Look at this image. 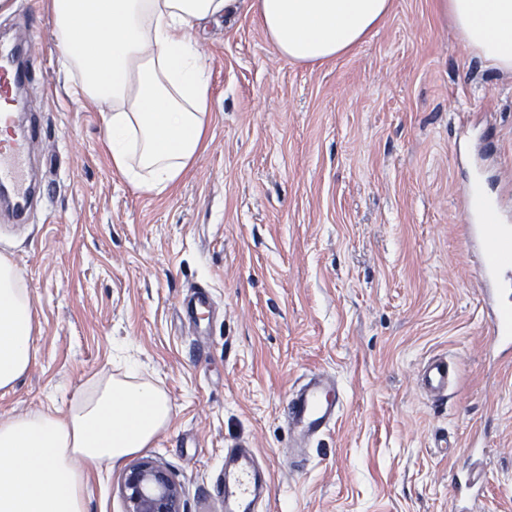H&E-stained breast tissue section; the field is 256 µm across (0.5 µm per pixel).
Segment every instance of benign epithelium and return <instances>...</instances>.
I'll use <instances>...</instances> for the list:
<instances>
[{
    "mask_svg": "<svg viewBox=\"0 0 512 512\" xmlns=\"http://www.w3.org/2000/svg\"><path fill=\"white\" fill-rule=\"evenodd\" d=\"M126 512H182V485L152 457L127 467L120 484Z\"/></svg>",
    "mask_w": 512,
    "mask_h": 512,
    "instance_id": "1",
    "label": "benign epithelium"
}]
</instances>
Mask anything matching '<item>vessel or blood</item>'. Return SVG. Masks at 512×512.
Returning <instances> with one entry per match:
<instances>
[{
	"mask_svg": "<svg viewBox=\"0 0 512 512\" xmlns=\"http://www.w3.org/2000/svg\"><path fill=\"white\" fill-rule=\"evenodd\" d=\"M38 67L35 51L23 55L15 43L0 41V125L8 132L0 142V186L8 190L6 217L15 224L27 221L35 199L47 191L33 177L30 151L42 136L43 126L39 114L29 112L23 95ZM464 239L482 285L492 346L498 353H512V222L497 200L484 194L472 205ZM419 384L432 403L447 401L456 384L447 357L428 358L419 370ZM342 406L338 383L328 375H306L290 390L282 416L296 464H304L306 449L332 429ZM484 481L478 462L469 461L457 469L456 493L479 497ZM270 490L267 480L256 472L252 449H225L224 512H254L258 494Z\"/></svg>",
	"mask_w": 512,
	"mask_h": 512,
	"instance_id": "obj_1",
	"label": "vessel or blood"
}]
</instances>
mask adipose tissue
<instances>
[{
    "mask_svg": "<svg viewBox=\"0 0 512 512\" xmlns=\"http://www.w3.org/2000/svg\"><path fill=\"white\" fill-rule=\"evenodd\" d=\"M248 3L285 60L322 64L351 53L388 17L392 0H48L63 65L77 96L103 106L113 167L162 192L204 143L210 75L203 23ZM463 42L512 72V0H440ZM36 310L22 274L0 256V390L35 355ZM167 394L124 377L89 382L66 413L55 407L0 421V512H86L97 469L152 447L170 425Z\"/></svg>",
    "mask_w": 512,
    "mask_h": 512,
    "instance_id": "adipose-tissue-1",
    "label": "adipose tissue"
}]
</instances>
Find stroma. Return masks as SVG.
<instances>
[{"instance_id":"obj_1","label":"stroma","mask_w":512,"mask_h":512,"mask_svg":"<svg viewBox=\"0 0 512 512\" xmlns=\"http://www.w3.org/2000/svg\"><path fill=\"white\" fill-rule=\"evenodd\" d=\"M0 34L36 47L32 154L52 181L27 223L0 220V255L38 314L36 357L0 391V420L67 409L129 357L172 405L146 454L181 483L185 512H224L236 445L268 471L258 512H451L472 448L488 474L479 512H512V359L490 347L463 209L478 166L512 218V72L467 47L435 0H393L321 65L279 57L249 9L209 24L204 147L162 193L113 169L101 108L75 95L43 0H0ZM198 284L217 316L197 333L180 303ZM433 354L457 375L442 405L418 383ZM318 371L343 410L295 469L283 402ZM125 468L94 475L86 512H124Z\"/></svg>"}]
</instances>
